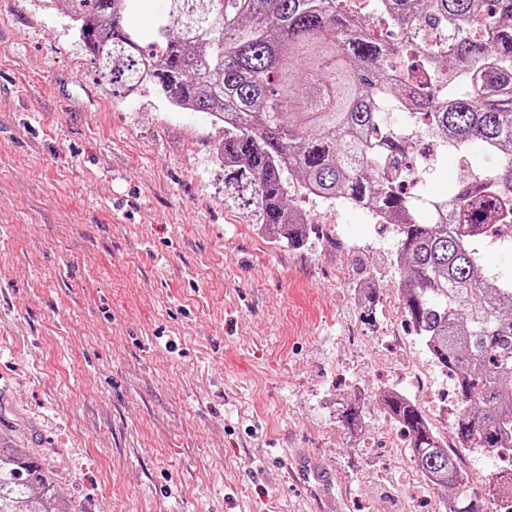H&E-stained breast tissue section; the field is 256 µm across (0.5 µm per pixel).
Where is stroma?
Returning <instances> with one entry per match:
<instances>
[{"label": "stroma", "instance_id": "stroma-1", "mask_svg": "<svg viewBox=\"0 0 512 512\" xmlns=\"http://www.w3.org/2000/svg\"><path fill=\"white\" fill-rule=\"evenodd\" d=\"M71 27L0 0V435L75 512H443L381 428L385 390L445 424L455 401L394 233L314 198L302 242L262 231L224 196L223 124L113 98ZM470 176L448 153L421 193ZM298 448L330 481L294 476Z\"/></svg>", "mask_w": 512, "mask_h": 512}]
</instances>
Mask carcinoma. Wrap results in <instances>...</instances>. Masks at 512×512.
<instances>
[{
    "instance_id": "obj_1",
    "label": "carcinoma",
    "mask_w": 512,
    "mask_h": 512,
    "mask_svg": "<svg viewBox=\"0 0 512 512\" xmlns=\"http://www.w3.org/2000/svg\"><path fill=\"white\" fill-rule=\"evenodd\" d=\"M60 2L112 96L151 85L171 107L224 124L218 160L245 177L254 221L278 238L307 231L298 193L384 213L406 317L455 381L458 446L411 399L385 392L382 404L452 512H470L479 496L457 456H512V276L484 273L476 248L512 226V0H374L398 42L373 34L348 0H161L147 44L138 0ZM447 62L455 80L443 88ZM388 100L424 117L442 151H484L487 169L432 198L428 224L399 182L413 146L388 122ZM503 489L512 493V471L481 480L488 497ZM64 503L35 458L0 437V512H71Z\"/></svg>"
}]
</instances>
